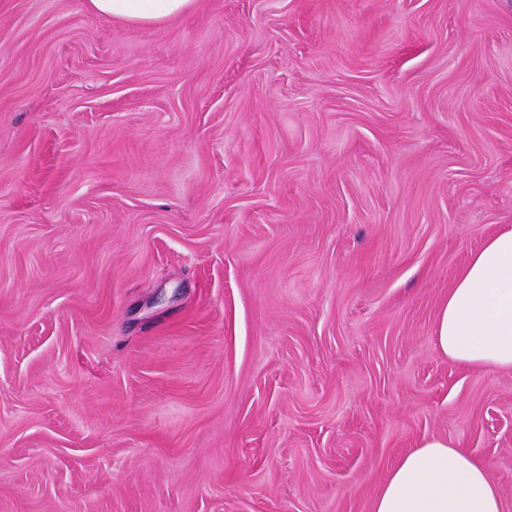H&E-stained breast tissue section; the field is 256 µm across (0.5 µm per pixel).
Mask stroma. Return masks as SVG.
I'll use <instances>...</instances> for the list:
<instances>
[{
	"instance_id": "stroma-1",
	"label": "stroma",
	"mask_w": 512,
	"mask_h": 512,
	"mask_svg": "<svg viewBox=\"0 0 512 512\" xmlns=\"http://www.w3.org/2000/svg\"><path fill=\"white\" fill-rule=\"evenodd\" d=\"M512 225V0H0V512H512V371L435 344ZM195 0H88L99 16L130 23L162 25L189 10ZM371 512H504V504L486 463L433 438L393 466Z\"/></svg>"
}]
</instances>
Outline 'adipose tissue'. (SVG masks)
<instances>
[{
	"instance_id": "1",
	"label": "adipose tissue",
	"mask_w": 512,
	"mask_h": 512,
	"mask_svg": "<svg viewBox=\"0 0 512 512\" xmlns=\"http://www.w3.org/2000/svg\"><path fill=\"white\" fill-rule=\"evenodd\" d=\"M99 16L162 25L194 0H88ZM437 348L452 362L512 371V226L484 239L448 290L435 326ZM372 512H504L488 466L445 439H428L391 469Z\"/></svg>"
}]
</instances>
